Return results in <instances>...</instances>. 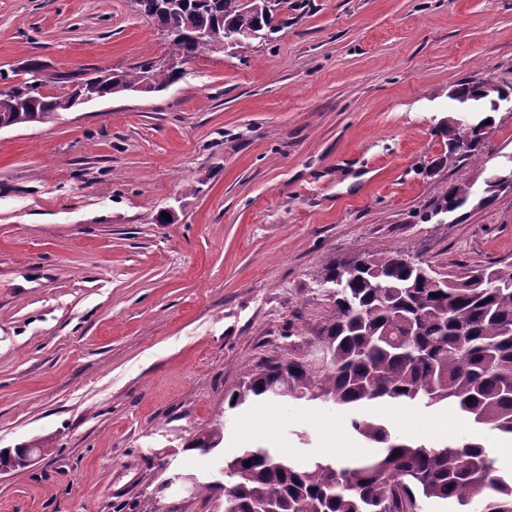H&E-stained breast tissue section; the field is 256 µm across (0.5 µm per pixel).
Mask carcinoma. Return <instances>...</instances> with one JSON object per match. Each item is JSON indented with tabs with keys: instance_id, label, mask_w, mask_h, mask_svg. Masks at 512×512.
Masks as SVG:
<instances>
[{
	"instance_id": "carcinoma-1",
	"label": "carcinoma",
	"mask_w": 512,
	"mask_h": 512,
	"mask_svg": "<svg viewBox=\"0 0 512 512\" xmlns=\"http://www.w3.org/2000/svg\"><path fill=\"white\" fill-rule=\"evenodd\" d=\"M282 0H135L137 10L173 34L170 56L190 60L209 49H228L230 32L276 30ZM212 36L200 41L197 31ZM182 78L148 62L130 70H100L101 96L125 94L150 80L153 91ZM498 90L488 80L467 79L452 92ZM78 90L49 94L24 79L0 90V124L41 123L73 107ZM495 124L478 108L448 144L467 132L472 145L462 160L478 159L486 142L478 130ZM471 200L469 186L452 185L424 215L452 213ZM350 272L334 258L322 281L333 285L330 310L315 336L326 343L324 362L310 358L269 363L246 376L226 398L242 410L272 398L331 402L373 452L347 460L324 456L297 461L267 447L241 448L224 458V480L196 483L199 493L224 494V512H423L432 500L459 512H512V472L504 474L487 448L470 439L443 446L392 436L368 417L371 404L452 405L474 423L512 438V263L480 270L477 279L410 264L408 255L363 252ZM223 440L215 425L197 434L188 451L208 454ZM250 465H245V462Z\"/></svg>"
}]
</instances>
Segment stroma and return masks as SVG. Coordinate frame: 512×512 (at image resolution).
<instances>
[{"mask_svg":"<svg viewBox=\"0 0 512 512\" xmlns=\"http://www.w3.org/2000/svg\"><path fill=\"white\" fill-rule=\"evenodd\" d=\"M276 23L164 91L0 129V448L49 446L0 474V512H224L174 480L214 468L186 445L215 424L227 455L363 452L341 411L224 396L307 356L328 259L512 263V188L429 216L512 157L508 107L482 158L449 157L443 132L459 81L512 85V0H287ZM167 53L132 0H0L2 89L30 63L54 93ZM368 413L405 440L477 439L512 471V442L456 408ZM471 200L469 186L466 184L452 185L434 205L429 216L432 218L436 213L448 214L455 212Z\"/></svg>","mask_w":512,"mask_h":512,"instance_id":"stroma-1","label":"stroma"}]
</instances>
